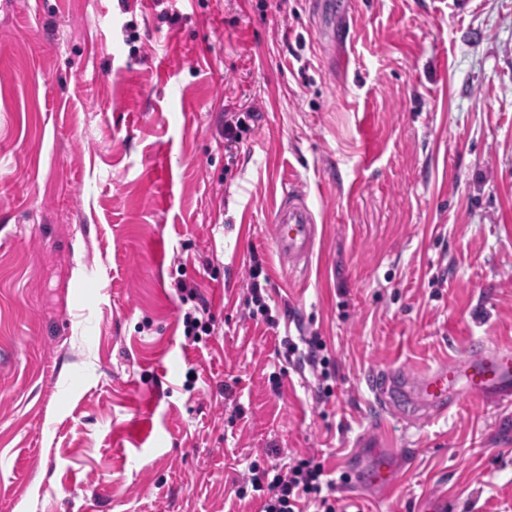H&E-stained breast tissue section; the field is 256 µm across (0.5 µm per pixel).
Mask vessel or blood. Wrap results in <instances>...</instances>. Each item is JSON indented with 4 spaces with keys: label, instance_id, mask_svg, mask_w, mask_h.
<instances>
[{
    "label": "vessel or blood",
    "instance_id": "1",
    "mask_svg": "<svg viewBox=\"0 0 512 512\" xmlns=\"http://www.w3.org/2000/svg\"><path fill=\"white\" fill-rule=\"evenodd\" d=\"M273 239L289 267L308 264L315 248L316 226L306 197L296 186H285L272 220ZM369 388L376 405L393 411L402 395H413L423 415L440 417L462 403L512 397V345L490 341L472 344L471 353L437 365L419 377L386 372L372 377ZM353 478L357 485L390 490L395 474L393 451L371 449Z\"/></svg>",
    "mask_w": 512,
    "mask_h": 512
}]
</instances>
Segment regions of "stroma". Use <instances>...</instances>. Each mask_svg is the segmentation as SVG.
<instances>
[{"instance_id": "1", "label": "stroma", "mask_w": 512, "mask_h": 512, "mask_svg": "<svg viewBox=\"0 0 512 512\" xmlns=\"http://www.w3.org/2000/svg\"><path fill=\"white\" fill-rule=\"evenodd\" d=\"M334 2L342 47L313 0H0V512H259L269 448L347 512H512V399L415 423L365 382L512 344V0ZM254 257L275 329L244 315ZM286 336L322 338L331 397ZM364 433L390 492L340 479ZM259 110L254 106L245 112H225L224 117V151L233 154L234 149L243 140V134L250 131L249 122L257 120ZM272 223L274 242L288 267L298 269L308 264L315 248L316 226L305 194L296 186L283 188ZM177 291L180 293L183 301L188 302L189 300L195 301L198 299L201 305L200 309L194 306L191 310L184 313V336L195 342L196 336H199L200 333L210 335L212 331L209 327L211 318L207 310L208 301L198 291V287L194 284H187L185 280H177Z\"/></svg>"}]
</instances>
